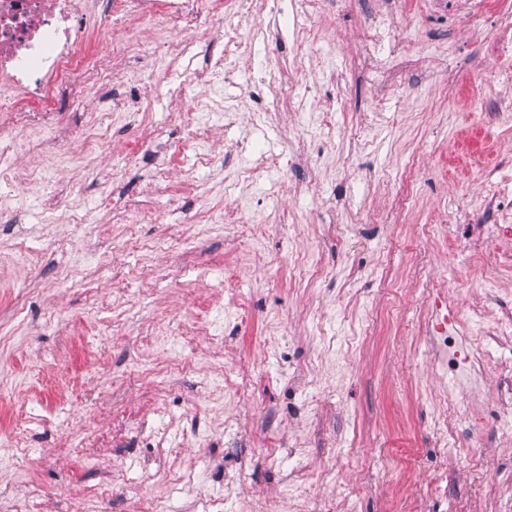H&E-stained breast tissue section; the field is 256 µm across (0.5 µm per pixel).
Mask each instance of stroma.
Here are the masks:
<instances>
[{
	"mask_svg": "<svg viewBox=\"0 0 512 512\" xmlns=\"http://www.w3.org/2000/svg\"><path fill=\"white\" fill-rule=\"evenodd\" d=\"M252 3L271 34L207 2L195 59L162 23L113 59L146 110H115L105 155L32 144L55 164L0 223V512H506L512 366L450 370L428 336L451 314L463 348L512 346V276L455 244L512 222V0H329L301 62L287 4ZM231 26L185 140L174 89Z\"/></svg>",
	"mask_w": 512,
	"mask_h": 512,
	"instance_id": "stroma-1",
	"label": "stroma"
}]
</instances>
